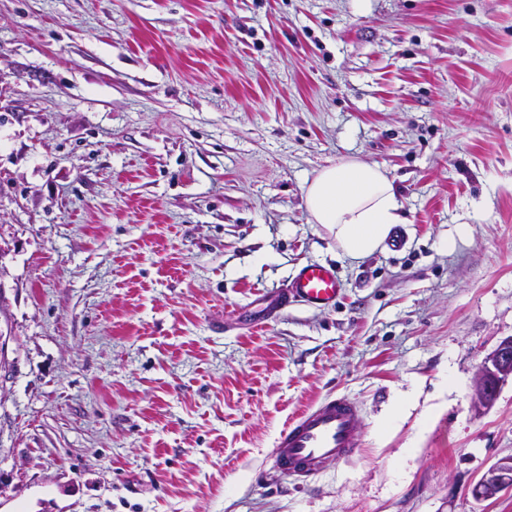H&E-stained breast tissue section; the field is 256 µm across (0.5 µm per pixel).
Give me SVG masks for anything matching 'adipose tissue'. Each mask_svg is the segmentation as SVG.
Masks as SVG:
<instances>
[{"label":"adipose tissue","instance_id":"1","mask_svg":"<svg viewBox=\"0 0 512 512\" xmlns=\"http://www.w3.org/2000/svg\"><path fill=\"white\" fill-rule=\"evenodd\" d=\"M304 198L311 223L352 259L383 249L392 228L405 221L392 181L379 166L355 159L321 169Z\"/></svg>","mask_w":512,"mask_h":512}]
</instances>
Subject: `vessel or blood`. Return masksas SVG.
I'll return each mask as SVG.
<instances>
[{
  "mask_svg": "<svg viewBox=\"0 0 512 512\" xmlns=\"http://www.w3.org/2000/svg\"><path fill=\"white\" fill-rule=\"evenodd\" d=\"M341 290L333 267L310 262L298 269L287 288L263 295V311L270 317L293 303L326 308L337 303ZM363 418L361 405L343 394H328L302 408L275 437L272 470L306 485L327 464L353 460L363 446Z\"/></svg>",
  "mask_w": 512,
  "mask_h": 512,
  "instance_id": "1",
  "label": "vessel or blood"
}]
</instances>
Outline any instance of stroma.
<instances>
[{
    "mask_svg": "<svg viewBox=\"0 0 512 512\" xmlns=\"http://www.w3.org/2000/svg\"><path fill=\"white\" fill-rule=\"evenodd\" d=\"M350 159L401 248L310 222ZM306 262L336 307L253 328ZM0 295V512H512V0H0ZM332 392L360 455L272 472ZM304 198L311 223L351 259L382 250L392 228L406 221L392 181L378 165L355 159L321 169ZM512 381V336L504 338L479 365L473 381L472 405L479 412L490 410L502 385ZM510 488H512V457H506L488 468L475 484L473 495L478 501H487Z\"/></svg>",
    "mask_w": 512,
    "mask_h": 512,
    "instance_id": "1",
    "label": "stroma"
}]
</instances>
